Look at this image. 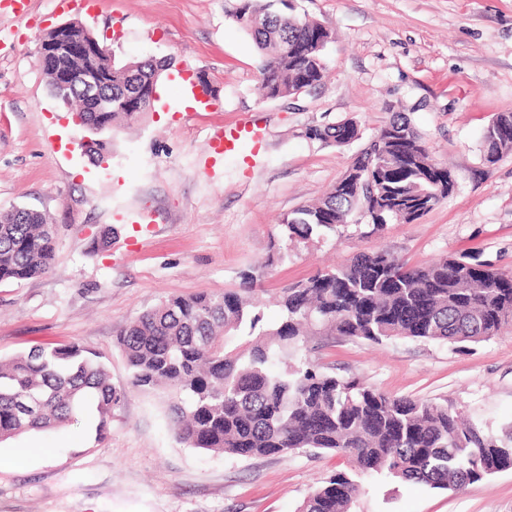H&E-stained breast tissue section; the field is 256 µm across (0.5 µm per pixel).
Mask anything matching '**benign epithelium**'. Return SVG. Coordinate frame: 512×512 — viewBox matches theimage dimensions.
<instances>
[{"label": "benign epithelium", "instance_id": "7a95c632", "mask_svg": "<svg viewBox=\"0 0 512 512\" xmlns=\"http://www.w3.org/2000/svg\"><path fill=\"white\" fill-rule=\"evenodd\" d=\"M55 38L43 37L37 48L39 66L42 68L54 65L55 60L70 57L77 64L59 72L55 98L67 103V93L72 87L82 89L88 102L92 104L93 112L112 111V95L102 90L107 83L108 75L102 74L84 65L88 60L110 55L109 47L101 43L93 35L86 33L77 37L69 34V24L63 23L54 28Z\"/></svg>", "mask_w": 512, "mask_h": 512}]
</instances>
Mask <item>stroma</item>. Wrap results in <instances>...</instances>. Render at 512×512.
<instances>
[{
    "label": "stroma",
    "instance_id": "1",
    "mask_svg": "<svg viewBox=\"0 0 512 512\" xmlns=\"http://www.w3.org/2000/svg\"><path fill=\"white\" fill-rule=\"evenodd\" d=\"M228 0H29L0 9V211L25 206L57 229L51 273L0 283V358L77 342L126 389L104 435L85 422L0 443L46 453L0 469V512H297L319 482L346 471L334 456L231 458L180 444L159 390L129 386L120 328L170 294L220 293L244 274L268 322L281 288L362 251L417 263L463 253L512 272V152L483 161L481 135L512 112V0H297L299 16L333 30L327 74L290 99L258 91L261 54L227 15ZM77 21L106 38L115 63L153 58L171 77L205 80L209 106L154 105L113 133L106 168L76 152L82 134L38 64L40 39ZM407 114L430 153L448 164L454 193L412 224L378 233L349 225L267 264L279 218L321 197L364 140L392 113ZM351 118L362 138L344 147L303 136ZM250 122L265 140L253 168L242 157L203 170L217 129ZM112 242L93 251L94 234ZM312 363L396 396L447 402L501 434L512 425V332L459 349L394 339L380 345L323 336L302 346ZM351 512H512V468L460 492L375 475Z\"/></svg>",
    "mask_w": 512,
    "mask_h": 512
}]
</instances>
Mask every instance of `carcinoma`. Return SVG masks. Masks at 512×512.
Here are the masks:
<instances>
[{"label": "carcinoma", "instance_id": "carcinoma-1", "mask_svg": "<svg viewBox=\"0 0 512 512\" xmlns=\"http://www.w3.org/2000/svg\"><path fill=\"white\" fill-rule=\"evenodd\" d=\"M231 2L229 17L262 53L263 98H290L292 89L322 81L331 29L301 18L296 0ZM102 62L112 66V111L86 112L81 98H72L87 131L79 147L97 165L112 156L106 134L114 124L134 123L152 107L137 110L166 67L154 59ZM360 135L353 119L304 131L329 146ZM482 144L487 163L512 151V112L493 116ZM431 161L411 119L393 115L329 192L278 221L276 259L287 260L299 244L350 219L376 229L418 221L456 188L429 182ZM54 259L55 227L41 212H0V282L43 276ZM278 306V322L267 325L252 296L236 290L171 295L120 331L117 347L131 387L164 389L180 443L236 458L312 449L345 459L350 472L315 488L298 512H350L360 475L459 490L512 465V436H482L443 403L387 395L295 357L300 336L338 334L377 344L489 340L512 327V273L470 256L411 265L385 249L360 252L283 288ZM280 364L284 369L275 370ZM125 397L99 356L79 343L35 347L0 362V442L77 422L88 401L101 436Z\"/></svg>", "mask_w": 512, "mask_h": 512}]
</instances>
